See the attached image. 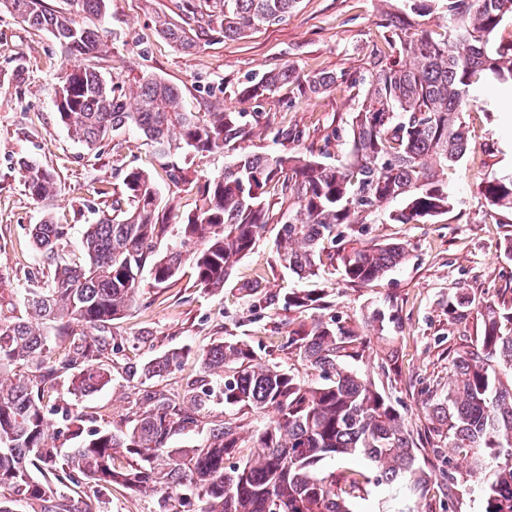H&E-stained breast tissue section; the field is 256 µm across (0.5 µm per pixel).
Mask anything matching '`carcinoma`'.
<instances>
[{
    "label": "carcinoma",
    "instance_id": "carcinoma-1",
    "mask_svg": "<svg viewBox=\"0 0 512 512\" xmlns=\"http://www.w3.org/2000/svg\"><path fill=\"white\" fill-rule=\"evenodd\" d=\"M74 9L57 11L45 0H0L7 11L47 31L70 56L79 58L63 91L53 92L60 123L71 137L95 146L112 132L134 126L161 156L234 151L224 172L197 185L194 171L171 165L176 186H198L200 205L179 225L165 255L152 257L154 240L167 232L161 200L151 177L129 171L123 180L129 202L118 218L102 215L82 238L83 262L59 258L57 244L66 229L49 216L32 226L36 250L55 263L46 286L24 289L22 308L0 299V512H15L17 499L38 503L40 512H89L33 477V471L61 472L71 482L90 480L102 487L123 484L166 503L182 499L187 512H358L369 478L354 469L319 475L327 460L362 459L374 484L405 494L399 512H426L423 498L437 481L448 489L464 477L485 483L482 512H512V307L490 305L481 312L475 343L448 359V391L427 408L429 433L464 451L465 471L439 473L419 462L422 449L406 419L385 390L342 361L359 353L363 338L335 319L300 322L287 344L317 378L302 380L290 369L261 361L238 340H224L197 355L202 376L178 397L153 394L126 430L87 429L69 411L54 429L45 416L47 382L67 373L74 395L109 383L97 362L112 344V322L137 304L142 272L153 285L172 279L189 262L203 288H222L234 265L254 247L273 219L267 200L275 186L293 208L280 215L284 268L301 277L319 270L324 243L336 245L346 231L364 224L383 205L401 208L387 218L410 224L448 213L454 200L441 177L464 157L468 131L463 114L475 82H512V44L493 41V33L512 20V0H393L377 21L383 46L372 54L363 81L365 103L353 113L348 156L328 166L314 155L259 154L242 146L263 113L186 111L179 89L153 76L138 79L133 98L99 70L95 60L108 53L107 41L84 16L106 13L109 0H70ZM299 0H179L186 16L206 13L196 31L165 18L159 35L189 53L199 37L242 38L260 26L288 17ZM444 24L425 17L434 10ZM300 81L311 94L336 85L339 76L315 72L299 76L290 68L267 72L238 89L261 101L281 85ZM16 164L29 194L48 203L59 192L54 172L20 157ZM477 193L498 210L512 211V175L482 179ZM399 244L353 248L340 256L347 282L366 286L401 265ZM288 308L326 306L323 293L292 292ZM468 301L448 297V314L461 320ZM98 337L87 341L85 330ZM69 343L62 358L44 354ZM192 354L176 348L140 367L150 381L171 373ZM224 403V420L196 448H174L172 440L198 426L195 412L213 398ZM271 415L250 440L240 433V417ZM63 436L78 441L66 451ZM122 450L127 465L116 464Z\"/></svg>",
    "mask_w": 512,
    "mask_h": 512
}]
</instances>
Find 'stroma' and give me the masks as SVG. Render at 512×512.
I'll list each match as a JSON object with an SVG mask.
<instances>
[{
    "instance_id": "obj_1",
    "label": "stroma",
    "mask_w": 512,
    "mask_h": 512,
    "mask_svg": "<svg viewBox=\"0 0 512 512\" xmlns=\"http://www.w3.org/2000/svg\"><path fill=\"white\" fill-rule=\"evenodd\" d=\"M175 3L110 0L106 14L94 21L110 48L98 62L106 77L128 92L135 91L139 76L164 79L179 88L191 112H266L267 122L253 126L245 142L252 151H319L329 164L346 159L349 121L363 102L360 80L368 75L373 46L382 42L376 22L383 0H300L280 23L260 26L240 39L204 42L190 53L178 51L155 31L159 14L185 23ZM63 62V51L48 32L0 13V289L8 295L19 294L31 280H49L53 272L31 244V225L51 213L67 229L60 253L80 260L86 225L111 212L130 170L151 175L162 204L171 209L169 224H180L199 204L195 189L169 182L162 159L136 128L115 131L92 150L69 136L51 95ZM286 67L300 75L334 73L340 81L317 95L289 82L260 104L238 96L242 85ZM470 97L475 107L464 114L468 149L448 172L453 209L412 224L369 221L358 225L346 242L350 248L404 244L403 265L357 287L345 281L338 262L326 259L318 276L302 279L281 266L277 243L282 230L273 223L236 264L222 290L197 285L188 264L160 287L143 279L136 307L112 325L120 352L108 351L100 358L110 383L77 397L67 377L58 378L44 397L50 422H57L64 409L83 415L86 427L123 429L144 409L146 393H177L200 375L196 359L190 358L173 373L142 385L134 375L141 364L173 348L200 351L225 339L245 342L262 361L310 379V369L287 344L288 331L301 321L335 316L359 328L366 339L362 357L350 360V368L384 388L410 422L414 438L425 439V408L448 389L449 351L460 336L479 335L486 304L512 303V260L503 252L512 239V214L491 215L475 192L480 179L512 174V86L478 84ZM282 131L301 132L302 138L279 139ZM22 155L55 171L61 191L52 205L33 199L25 189L16 166ZM293 291L326 294L332 305L303 312L288 308L283 298ZM453 293L471 301L460 321L448 314ZM376 310L384 313V324L369 322ZM391 353L397 361L390 366L386 357ZM60 490L88 504L91 512H156L151 496L116 484L103 489L82 480L61 484ZM426 498L432 512L483 508L474 480L460 483L451 498L434 489Z\"/></svg>"
}]
</instances>
